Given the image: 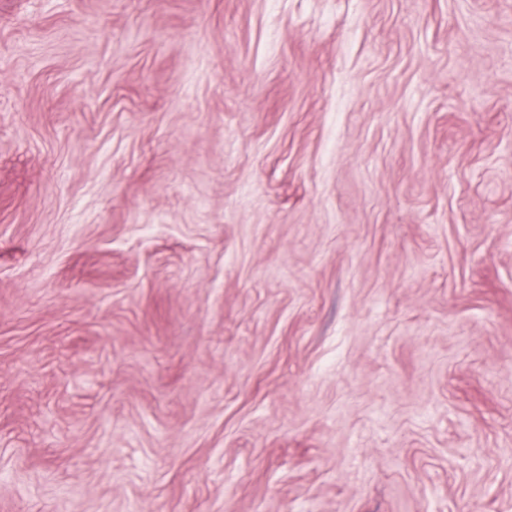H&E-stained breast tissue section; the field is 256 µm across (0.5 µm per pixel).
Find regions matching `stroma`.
Masks as SVG:
<instances>
[{
    "label": "stroma",
    "mask_w": 512,
    "mask_h": 512,
    "mask_svg": "<svg viewBox=\"0 0 512 512\" xmlns=\"http://www.w3.org/2000/svg\"><path fill=\"white\" fill-rule=\"evenodd\" d=\"M0 512H512V0H0Z\"/></svg>",
    "instance_id": "stroma-1"
}]
</instances>
